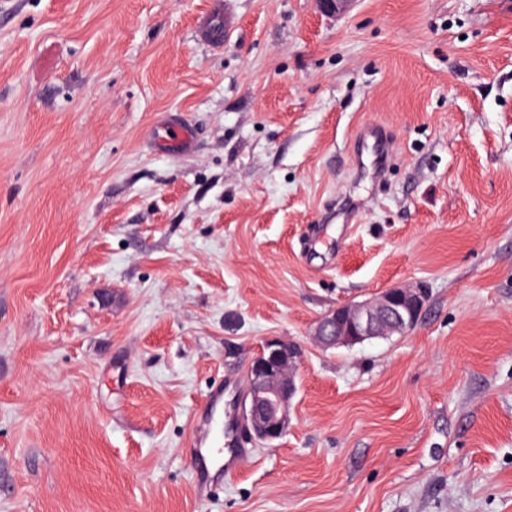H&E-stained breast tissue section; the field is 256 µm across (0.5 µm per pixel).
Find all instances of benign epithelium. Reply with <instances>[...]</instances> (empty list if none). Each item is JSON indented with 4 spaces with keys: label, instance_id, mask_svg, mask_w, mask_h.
I'll return each mask as SVG.
<instances>
[{
    "label": "benign epithelium",
    "instance_id": "obj_1",
    "mask_svg": "<svg viewBox=\"0 0 512 512\" xmlns=\"http://www.w3.org/2000/svg\"><path fill=\"white\" fill-rule=\"evenodd\" d=\"M427 302L419 287L391 288L374 298L345 304L323 316L313 338L325 349L352 347L375 338L403 336L413 329ZM300 346L276 337L264 342L249 366V387L234 411L259 441H274L288 432L296 393Z\"/></svg>",
    "mask_w": 512,
    "mask_h": 512
}]
</instances>
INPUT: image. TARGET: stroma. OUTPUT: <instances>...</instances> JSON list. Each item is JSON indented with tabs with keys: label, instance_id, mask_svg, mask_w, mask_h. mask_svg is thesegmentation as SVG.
<instances>
[{
	"label": "stroma",
	"instance_id": "1",
	"mask_svg": "<svg viewBox=\"0 0 512 512\" xmlns=\"http://www.w3.org/2000/svg\"><path fill=\"white\" fill-rule=\"evenodd\" d=\"M214 9L0 0V512H512V0ZM405 286L407 335L314 344ZM275 336L288 432L199 495L192 415ZM354 147L355 151L360 152L362 165H364L362 156L366 153L370 159L373 174L382 178L387 169L391 148V137L385 128L376 126L360 131L356 135Z\"/></svg>",
	"mask_w": 512,
	"mask_h": 512
}]
</instances>
